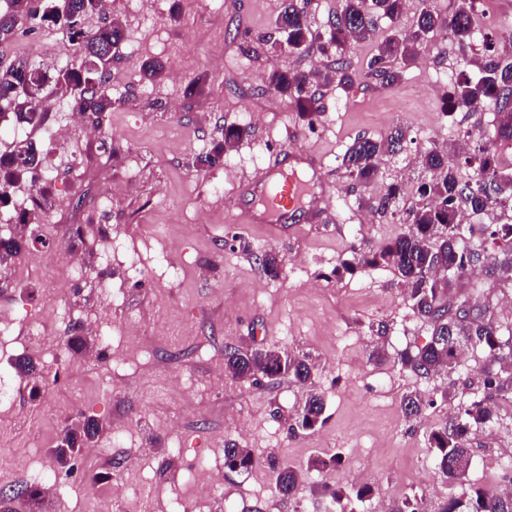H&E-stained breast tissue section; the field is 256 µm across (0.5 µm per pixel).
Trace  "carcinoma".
Returning <instances> with one entry per match:
<instances>
[{
  "label": "carcinoma",
  "instance_id": "carcinoma-1",
  "mask_svg": "<svg viewBox=\"0 0 512 512\" xmlns=\"http://www.w3.org/2000/svg\"><path fill=\"white\" fill-rule=\"evenodd\" d=\"M103 0H0V115L6 126L24 125L36 128L43 124L46 112L57 98L66 100L78 112H89L96 119L112 111L115 104L109 85L112 51L126 39L121 23L110 20L95 29L84 21L102 13ZM405 0H346L343 10L328 21L322 33L308 28L305 12L299 0H283L275 21L279 38L272 47L280 49L288 43V51L300 52L313 43L323 54L334 56L333 67L326 73L318 70L290 72L271 70L267 87L289 97L294 108L312 123L320 109L317 88L338 80L350 82L347 54L350 49L372 38L377 19L392 21L400 18ZM53 26L74 47L75 52L66 64L51 70L24 57L5 60L4 49L11 45L21 30L33 32L43 26ZM448 28L459 43L472 41L474 25L471 10L458 11L444 18L430 5L420 11L416 27L404 34H394L377 45L367 68L369 75L382 84L392 85L403 69L412 65L422 39L430 33ZM482 46L485 61L479 66L480 75L461 71L448 94V110L471 111L492 99L498 106L493 137L468 131L473 150L465 163L474 167L467 181L456 175L455 166L448 164V153L434 147L420 154L422 167L432 174L418 192L433 201L428 207L411 208L404 223L408 232L394 240L360 253V261L368 266H384L395 272L407 289L415 311L431 329L426 344L400 355L401 364L422 377L442 370L450 373L459 368L461 355L470 350L485 354V368L473 389L448 423L430 432L429 448L435 467L451 484L463 483L471 466L468 433L493 421L499 409L498 401L512 402V327L494 325L475 316L469 317L466 301L453 303V288L472 268L486 264V273L512 272V224H477L466 228L458 224L462 208L476 214L489 209L503 214L512 213V161L504 163L497 152V143L512 142V69L501 66L496 40L485 36ZM164 66L146 61L140 69V80L155 84L161 80ZM247 135L238 126L224 128V137L214 141L211 148L197 157V163L216 167L223 163L224 153L235 147ZM402 130L385 140L359 136L348 147L343 165L348 177L366 186L378 174L380 158L394 150L403 140ZM40 164L38 151L31 141L10 142L0 151V203L3 190L30 180L33 193L39 196L47 190L37 179ZM26 241L23 237L0 239V267L8 266L20 253ZM225 367L235 377L259 382L291 378L304 385H313L312 367L308 358L292 357L277 349L255 348L242 352L227 349ZM19 372L37 382L42 372L33 359L24 356L16 363ZM434 400L412 391L403 395L404 415L417 419ZM325 401L315 389H309L304 405L295 417V426L312 430L325 422ZM101 431V426L87 420L66 427L59 436L53 458L64 474L70 473L80 449L86 447ZM255 464L250 449L229 445L224 448V466L230 470H247ZM341 465V456L314 457L307 469L327 472ZM278 493L290 496L297 490L298 471L289 465L274 467ZM333 503L352 499L365 501L373 490L362 487H325ZM438 512H512V493L489 492L469 488L448 500Z\"/></svg>",
  "mask_w": 512,
  "mask_h": 512
}]
</instances>
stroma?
Here are the masks:
<instances>
[{"label": "stroma", "mask_w": 512, "mask_h": 512, "mask_svg": "<svg viewBox=\"0 0 512 512\" xmlns=\"http://www.w3.org/2000/svg\"><path fill=\"white\" fill-rule=\"evenodd\" d=\"M282 3L156 0L150 15L138 17L113 0L111 15L128 43L112 63L117 103L105 113L98 140L83 147L76 177L58 172L57 213L50 221L35 216L44 241L10 261L11 285L0 291V312L16 318L10 335L0 338V375L17 377L14 362L34 333L42 348L32 357L44 372L39 398L0 404V458L13 465L1 492L25 484L29 466L50 459L65 426L93 418L103 428L95 447L110 445L117 427L123 444L105 457L82 455L66 493L46 497V512H169L176 498L187 512H325V482L372 488V500L345 503L346 512H374L379 499L395 512L413 495L436 512L450 495L447 478L433 466L428 435L469 397L483 355L468 351L450 376L422 378L404 368L401 353L424 345L428 327L398 276L360 263L359 250L406 232L402 218L426 178L422 149L454 150L465 129L492 132L495 102L475 112L443 105L461 59L481 61L483 49L448 42L438 30L397 83L371 78L366 63L375 43L416 25L422 2L406 0L398 22L380 20L372 40L352 48L353 84L321 86L323 110L310 123L265 85L271 69L309 71L326 62L313 47L271 54L267 38ZM473 22L495 29L500 55L512 58V0H481ZM60 46L59 35L39 29L18 33L7 54L54 65ZM150 59L167 70L146 86L139 70ZM196 79L203 93L186 98ZM229 125L249 132L229 154L233 168L198 169L196 156ZM395 127L406 133L402 149L381 159L373 183L352 185L342 166L347 147L355 137L379 140ZM284 151L319 156L309 185L327 189L329 204L317 218L305 210L292 215L286 236L272 239L239 216L258 210L256 169ZM116 180L133 189L103 211L99 201ZM393 186L398 196L380 209V197ZM78 227L84 244L75 248L74 262L83 273L73 277L71 264L55 262L53 252L58 237ZM269 251L281 261L280 278L263 270L260 258ZM168 252L185 255L180 276L167 269ZM131 260L143 269L141 282L127 279ZM507 287L512 276L468 277L458 296L485 307L486 320L512 325V310L497 304ZM54 288L67 289V296H51ZM107 296L114 299L109 355L95 363L84 352L68 355L67 336L86 335ZM161 321L166 331L136 335L140 325ZM229 347L310 355L326 422L312 431L295 428L306 388L287 378L258 386L232 377L224 367ZM412 390L437 397L417 422L401 409ZM229 442L253 451L251 470H225ZM470 448L468 483L497 489L502 462L512 460V403L502 402L497 418L471 434ZM334 454L342 463L328 475L308 471L310 458ZM272 456L302 472L294 496L278 493ZM202 458L222 471L220 493L208 505L197 489ZM83 472L97 477L99 489L80 480ZM125 487L128 498L113 500L112 490Z\"/></svg>", "instance_id": "35a3bbf8"}]
</instances>
